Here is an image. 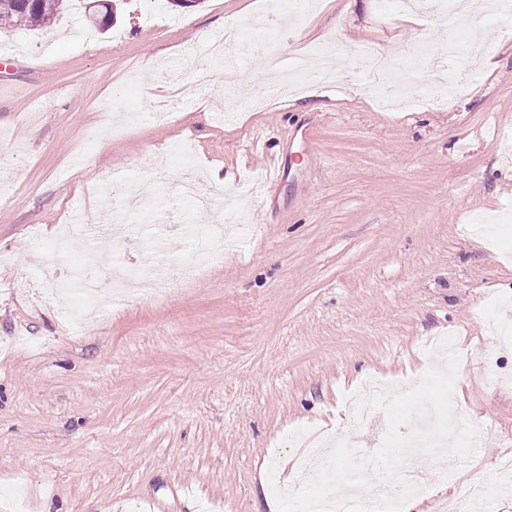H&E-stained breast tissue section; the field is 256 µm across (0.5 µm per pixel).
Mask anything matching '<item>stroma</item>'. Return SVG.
I'll return each instance as SVG.
<instances>
[{"label":"stroma","mask_w":512,"mask_h":512,"mask_svg":"<svg viewBox=\"0 0 512 512\" xmlns=\"http://www.w3.org/2000/svg\"><path fill=\"white\" fill-rule=\"evenodd\" d=\"M68 0L50 29L7 27L0 72V496L27 512H272L271 478L303 482L289 440L308 429L345 437L347 398L376 377L393 387L429 368L428 338L464 352L456 418L486 444L451 477L455 498L500 483L512 461V38L491 12L428 23L378 0H317L276 16L265 39L286 67L337 34L351 56L336 79L278 103L261 55L237 86L189 89L168 122L153 103L208 64L199 36L260 20L267 0H121L115 24ZM480 32L477 74L447 106H379L352 75L372 46L406 57L443 53L449 33ZM302 40L306 51L287 53ZM190 140L192 159L170 153ZM276 180H268L272 164ZM188 174L253 197L220 264L187 278L180 225L114 224L72 235L59 266L87 254L161 265L165 300L89 302L42 295L40 262L81 206L110 211L130 190L172 191Z\"/></svg>","instance_id":"1"}]
</instances>
